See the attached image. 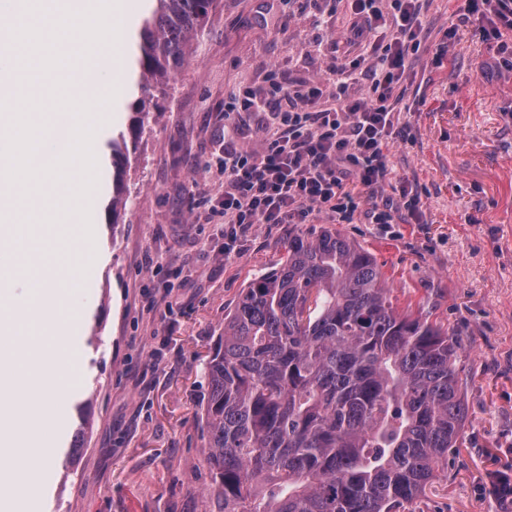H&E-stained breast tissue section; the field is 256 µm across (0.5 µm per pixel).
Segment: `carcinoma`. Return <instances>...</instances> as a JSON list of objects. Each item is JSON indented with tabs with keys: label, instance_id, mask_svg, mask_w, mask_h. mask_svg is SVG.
Segmentation results:
<instances>
[{
	"label": "carcinoma",
	"instance_id": "cac0c4a2",
	"mask_svg": "<svg viewBox=\"0 0 512 512\" xmlns=\"http://www.w3.org/2000/svg\"><path fill=\"white\" fill-rule=\"evenodd\" d=\"M138 23L135 132L216 0H150ZM460 342L394 306L374 257L291 235L224 317L204 366L206 461L224 512H403L448 467L467 418Z\"/></svg>",
	"mask_w": 512,
	"mask_h": 512
}]
</instances>
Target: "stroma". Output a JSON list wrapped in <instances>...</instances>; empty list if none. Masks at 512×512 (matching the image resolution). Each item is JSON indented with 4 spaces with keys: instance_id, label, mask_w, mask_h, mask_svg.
<instances>
[{
    "instance_id": "35a3bbf8",
    "label": "stroma",
    "mask_w": 512,
    "mask_h": 512,
    "mask_svg": "<svg viewBox=\"0 0 512 512\" xmlns=\"http://www.w3.org/2000/svg\"><path fill=\"white\" fill-rule=\"evenodd\" d=\"M460 4H424L427 39L401 115L415 141L390 150L394 174L418 188L423 223L256 224L228 248L216 160L228 144L260 152L264 117L225 113V102L279 80L320 79L332 94L328 66L358 56L364 36L332 0H218L190 64L155 97L140 164L124 176L134 205L117 220L103 160V191L89 201L98 260L68 328L78 368L60 420L44 429L54 460L23 485L15 512H219L204 454L205 361L247 284L280 266L289 235L327 231L375 257L399 309L423 306L461 343L464 435L408 512H512L486 488L488 474L512 473V63L460 25ZM44 233L42 258L11 272V305H28V277L47 272L60 246L76 257L86 247L59 240L57 225ZM81 402L94 424L66 468Z\"/></svg>"
}]
</instances>
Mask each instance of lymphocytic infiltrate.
<instances>
[{"label":"lymphocytic infiltrate","mask_w":512,"mask_h":512,"mask_svg":"<svg viewBox=\"0 0 512 512\" xmlns=\"http://www.w3.org/2000/svg\"><path fill=\"white\" fill-rule=\"evenodd\" d=\"M361 14L375 40L355 60L329 67L336 91L324 95L320 83L274 86L268 94L244 93L241 110L271 116L263 128L261 152L243 156L225 148L224 238L234 242L252 225L306 224L322 217L343 224L363 214L370 224H416L420 199L400 182V208H365L366 193L390 184L393 145L410 144L414 134L400 118L411 59L425 40L419 22L424 0H347ZM485 19V39L498 54L512 51V0H466L459 16ZM364 96L352 94L359 78Z\"/></svg>","instance_id":"lymphocytic-infiltrate-1"}]
</instances>
